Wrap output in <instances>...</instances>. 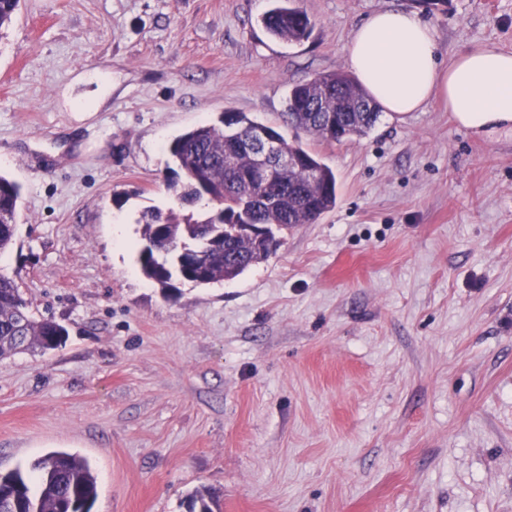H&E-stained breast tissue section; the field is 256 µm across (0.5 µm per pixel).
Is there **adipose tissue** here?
Here are the masks:
<instances>
[{
    "mask_svg": "<svg viewBox=\"0 0 512 512\" xmlns=\"http://www.w3.org/2000/svg\"><path fill=\"white\" fill-rule=\"evenodd\" d=\"M347 59L383 112H421L439 97L474 136L512 135V53L476 46L442 61L435 31L418 12L385 8L354 29Z\"/></svg>",
    "mask_w": 512,
    "mask_h": 512,
    "instance_id": "ef3b65f1",
    "label": "adipose tissue"
}]
</instances>
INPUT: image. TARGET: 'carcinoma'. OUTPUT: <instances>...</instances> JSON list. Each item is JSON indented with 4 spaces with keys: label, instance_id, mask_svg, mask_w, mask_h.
I'll list each match as a JSON object with an SVG mask.
<instances>
[{
    "label": "carcinoma",
    "instance_id": "1",
    "mask_svg": "<svg viewBox=\"0 0 512 512\" xmlns=\"http://www.w3.org/2000/svg\"><path fill=\"white\" fill-rule=\"evenodd\" d=\"M19 0H0V30L13 20ZM267 31L285 41H300L311 29L298 7L278 3L262 17ZM370 101L364 89L342 71L296 83L288 92V126L328 143L361 138L379 112H361ZM273 133L281 151L295 158L289 168L268 179L257 177L251 133ZM169 151L177 180L168 189L183 214L173 208L143 215L142 240L159 244L138 255L144 276L165 295L177 280L195 285L230 281L272 255L281 245L278 233L314 224L337 201L336 174L297 138L251 119L244 112H224L215 123H203L173 139ZM21 187L0 176V254L15 242ZM238 224H267L272 235H237ZM67 330L51 318L31 313L19 283L0 274V359L22 350L47 351L51 333ZM36 487L19 470L0 473V512H91L97 478L88 461L53 451L33 465ZM214 495L197 490L186 500L187 512H213Z\"/></svg>",
    "mask_w": 512,
    "mask_h": 512
}]
</instances>
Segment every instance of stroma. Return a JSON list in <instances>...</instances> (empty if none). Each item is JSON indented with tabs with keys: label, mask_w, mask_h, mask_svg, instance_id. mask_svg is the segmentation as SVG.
<instances>
[{
	"label": "stroma",
	"mask_w": 512,
	"mask_h": 512,
	"mask_svg": "<svg viewBox=\"0 0 512 512\" xmlns=\"http://www.w3.org/2000/svg\"><path fill=\"white\" fill-rule=\"evenodd\" d=\"M20 0L0 30V175L22 188L0 272L68 335L0 360V473L52 451L92 512H512V138L442 101L361 139L284 128L289 88L347 71L373 11H418L442 59L512 52V0ZM228 110L299 137L335 209L231 281L177 285L117 251L167 209L183 131ZM277 2L281 3H277L262 17L267 31L272 36L285 41L293 42L306 38L311 29L308 15L300 8L292 6L290 2L293 1Z\"/></svg>",
	"instance_id": "35a3bbf8"
}]
</instances>
